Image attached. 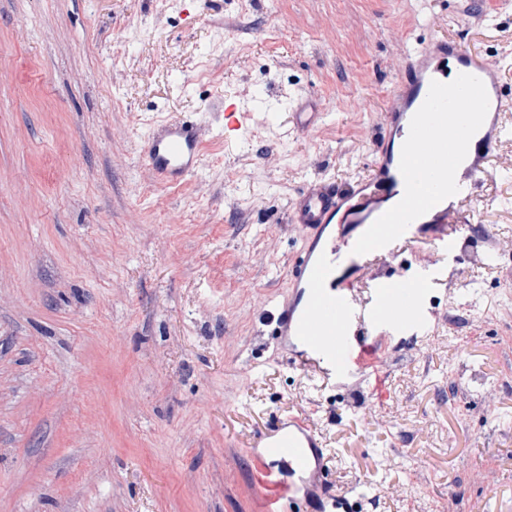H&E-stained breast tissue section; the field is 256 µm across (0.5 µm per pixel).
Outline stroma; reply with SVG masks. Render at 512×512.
<instances>
[{"mask_svg":"<svg viewBox=\"0 0 512 512\" xmlns=\"http://www.w3.org/2000/svg\"><path fill=\"white\" fill-rule=\"evenodd\" d=\"M398 30L463 42L512 92L502 0H0V512H263L253 443L296 408L372 512H512V136L472 204L498 255L419 245L412 274L455 264L468 309L380 392L313 389L253 334L299 248L287 201L367 173ZM296 92L327 114L313 133L213 132L155 184L151 121L266 96L275 123Z\"/></svg>","mask_w":512,"mask_h":512,"instance_id":"1","label":"stroma"}]
</instances>
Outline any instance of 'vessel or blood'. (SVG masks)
Here are the masks:
<instances>
[{"label": "vessel or blood", "mask_w": 512, "mask_h": 512, "mask_svg": "<svg viewBox=\"0 0 512 512\" xmlns=\"http://www.w3.org/2000/svg\"><path fill=\"white\" fill-rule=\"evenodd\" d=\"M511 107L500 68L462 42L437 35L408 54L390 89L367 178L317 175L288 203L299 257L261 324L289 365L342 387L370 382L396 350V338L419 334L439 323L443 308L459 306L466 284L452 268L438 272L441 303L431 299L432 281L422 276L384 274L366 291L359 281L373 261L396 260L402 245L466 251L476 228L463 205L491 175L494 148L512 129ZM324 118L304 93L276 130L284 138L305 134ZM206 131L176 118L151 123L145 155L159 184L197 171ZM255 446L264 512H282L284 504L318 491L326 495L324 512H364L361 492L333 491L322 437L306 416H277Z\"/></svg>", "instance_id": "1"}]
</instances>
